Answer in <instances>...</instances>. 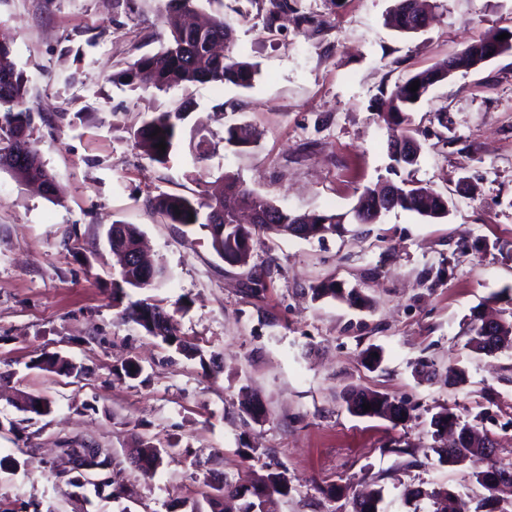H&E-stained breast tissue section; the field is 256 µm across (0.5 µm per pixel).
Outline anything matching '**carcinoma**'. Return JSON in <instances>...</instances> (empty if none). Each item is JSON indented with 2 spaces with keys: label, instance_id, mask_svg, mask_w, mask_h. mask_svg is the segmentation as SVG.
Returning a JSON list of instances; mask_svg holds the SVG:
<instances>
[{
  "label": "carcinoma",
  "instance_id": "obj_1",
  "mask_svg": "<svg viewBox=\"0 0 512 512\" xmlns=\"http://www.w3.org/2000/svg\"><path fill=\"white\" fill-rule=\"evenodd\" d=\"M430 15L424 8V0H395L391 14L392 26L402 34L416 33V27H426ZM164 24L168 38L166 45L156 53L143 54L127 63L126 68L113 75V81L143 89L167 90L174 86H193L203 83H231L248 88L257 74L256 64L235 57L229 46L233 40V28L225 18H215L203 25L197 21V11L193 0H166ZM509 32L503 28L489 31L466 43L468 53L458 57L459 67L470 70L473 62L483 49L497 42V36ZM224 43V53L214 54L210 44ZM420 86L415 92L410 91L414 81ZM446 80V72L441 68L431 67L420 71L404 82L395 86L388 97L379 103L378 116L388 124L401 126L404 134L401 138L415 140L410 134L411 112L421 103L429 90L439 82ZM184 110L159 112L142 122L137 129L136 138L139 148L151 161L165 165L178 147V129L183 120ZM34 123V110L29 106L27 79L24 78L12 58L11 49L0 45V168L7 169L21 181L45 184L51 181L39 151L31 138ZM24 132L23 143L26 145L25 163L13 165L11 158L18 148L16 136ZM165 142V151H159L157 144ZM401 195L395 207L416 212L431 219L447 216L442 204V196L429 187L415 184L411 180L400 182ZM225 194L233 197L237 204L257 216V223L246 226L235 223V210L224 205V199L214 200L190 199L178 195H158L148 199V204L163 214L173 224L198 228L206 232L212 250L230 265L245 266L251 256V242L255 232L293 235L296 224H309L314 235L322 237L336 232L339 225L346 223L347 214H294L283 209L267 196L260 195L246 188L235 178L225 177ZM112 236V251L120 254L129 253L139 245V231L122 224L109 229ZM167 276L164 266L147 261L136 267H122L119 279L113 282V289L123 293L127 288L150 289L161 284ZM318 298L331 297L339 299L350 306H361L364 299L355 288L346 289L334 282L314 289ZM149 306L147 302L130 303L123 308L124 318L141 326L147 334L154 335L152 328L143 321L140 309ZM470 346L478 353H493L512 348V321L505 324L503 335L496 343L486 342L482 326L475 323L470 328ZM371 405V410L356 412L360 417H378L397 423L404 419L407 412L404 404L387 394L375 393L370 399L360 404ZM436 433L448 431L454 427L459 434V442L446 448L436 449L439 461L449 466L460 464V460L471 462L475 470L473 476L488 492L496 490L497 479L512 481V465H504L495 457L484 455L483 449L475 447L465 437L470 424L456 413L443 408L432 419ZM139 453L143 454L148 467L161 463V455L169 457L175 454L172 448H158L148 442L142 443ZM224 495L245 500L240 512H262L264 497L269 492L288 494V478L283 471L267 468L250 487L231 481H224L221 487ZM430 499L440 501L441 507L435 512H470L462 495H457L455 507L448 509V491L433 490L426 493ZM382 490L373 491L355 499L353 512H383Z\"/></svg>",
  "mask_w": 512,
  "mask_h": 512
}]
</instances>
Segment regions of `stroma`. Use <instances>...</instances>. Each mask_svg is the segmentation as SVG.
<instances>
[{
	"mask_svg": "<svg viewBox=\"0 0 512 512\" xmlns=\"http://www.w3.org/2000/svg\"><path fill=\"white\" fill-rule=\"evenodd\" d=\"M287 3L270 32L273 0H196L232 20L233 54L259 68L251 88L144 91L112 75L165 43L164 0H0V39L27 79L33 138L58 188L48 198L0 169V512H210L224 480L250 483L275 463L290 491L271 494V512H352L373 488L384 512H432L418 488L512 512V490L488 494L471 463H440L431 424L451 409L512 463V351L468 345L480 314L512 317V51L430 89L411 114L418 162L399 173L376 114L381 93L512 29V0H436L410 36L385 23L394 0ZM183 103L175 155L150 162L136 130ZM231 126L254 143H227ZM227 175L300 213L349 211L365 188L399 177L441 194L448 215L396 209L321 239L260 233L248 264L231 266L205 232L147 205L204 196ZM116 221L135 225L170 275L128 301L172 312L192 354L120 317L106 241ZM329 281L358 289L366 307L314 298ZM50 356L82 374L43 368ZM130 361L139 376H125ZM452 367L466 384L445 385ZM356 389L405 401L409 417L351 414ZM19 393L46 410H22ZM247 396L262 419L242 412ZM143 441L176 454L142 472L131 452ZM85 447L109 454L95 473L103 489L71 483L62 451Z\"/></svg>",
	"mask_w": 512,
	"mask_h": 512,
	"instance_id": "35a3bbf8",
	"label": "stroma"
}]
</instances>
